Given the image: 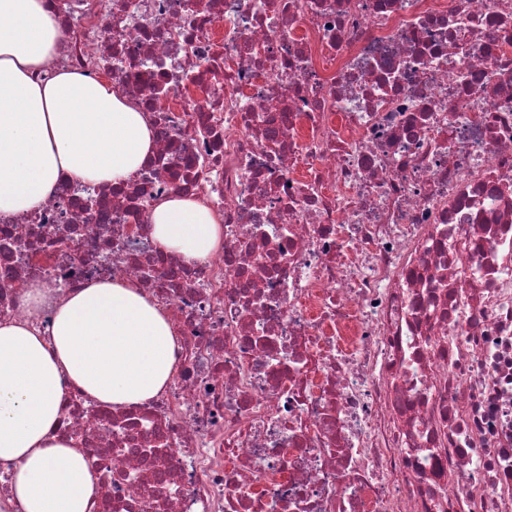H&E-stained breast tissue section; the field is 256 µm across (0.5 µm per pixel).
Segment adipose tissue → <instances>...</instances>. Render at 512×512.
I'll list each match as a JSON object with an SVG mask.
<instances>
[{"instance_id":"adipose-tissue-1","label":"adipose tissue","mask_w":512,"mask_h":512,"mask_svg":"<svg viewBox=\"0 0 512 512\" xmlns=\"http://www.w3.org/2000/svg\"><path fill=\"white\" fill-rule=\"evenodd\" d=\"M63 36L49 0H0V215L38 209L63 182L118 183L154 148L147 115L111 84L51 68ZM222 235L198 201L170 194L153 209L154 241L186 259L213 253ZM17 303L21 318L0 321V512H91L97 477L58 433L64 404L75 389L113 408L161 394L175 373L171 321L121 278L59 298L31 283Z\"/></svg>"}]
</instances>
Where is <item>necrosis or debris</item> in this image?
<instances>
[{
    "mask_svg": "<svg viewBox=\"0 0 512 512\" xmlns=\"http://www.w3.org/2000/svg\"><path fill=\"white\" fill-rule=\"evenodd\" d=\"M51 4L156 148L0 217V318L122 277L177 340L147 405L70 395L94 512H512V0ZM173 192L219 250L154 243Z\"/></svg>",
    "mask_w": 512,
    "mask_h": 512,
    "instance_id": "necrosis-or-debris-1",
    "label": "necrosis or debris"
}]
</instances>
